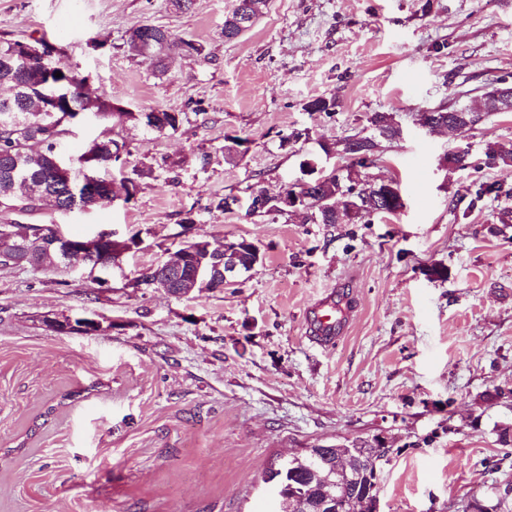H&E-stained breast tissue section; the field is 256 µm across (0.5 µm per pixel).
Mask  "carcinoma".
Returning a JSON list of instances; mask_svg holds the SVG:
<instances>
[{"instance_id": "obj_1", "label": "carcinoma", "mask_w": 512, "mask_h": 512, "mask_svg": "<svg viewBox=\"0 0 512 512\" xmlns=\"http://www.w3.org/2000/svg\"><path fill=\"white\" fill-rule=\"evenodd\" d=\"M269 0H235L231 12L224 19V40L232 42L250 30L266 13ZM248 17L249 23L241 27L238 17ZM127 38H138L148 45L150 56L156 58L160 66H165V52L168 47L179 42L191 55L202 56L205 46L199 42L183 39L168 28L142 24L126 32ZM61 76L52 77V81L66 85L70 90V99L74 107L95 112L105 126L98 139L101 161L98 168L105 171L110 165L120 161L126 151V144L112 138V127L131 124L145 127L150 112L154 117V128L150 132L158 135H171L180 131L186 113L165 108H150L134 111L119 101L106 98L91 100L83 92L85 77L72 66L58 63ZM40 91L32 86L17 90L11 103L0 100V226L10 225V231L21 237L31 226L20 224L14 214L15 206L27 203L28 213L32 214L44 206L59 212H68L73 205L69 184L74 182L76 174L66 176L55 166L53 159L57 155L56 147L65 138L66 125L54 121L50 115L39 108ZM309 112L333 114L336 112V98L318 97L305 105ZM372 136L366 140L362 153L366 157L352 156L347 141L323 143L320 145L325 157L336 154L350 156L346 166V175L336 171H326L314 158H304L299 163L302 174L306 175L311 187L305 189L293 184L290 189L306 196L300 212L304 222L311 224H334L336 218L329 215V206L336 203V197H344L348 212L343 214L344 223L349 224L359 218L373 216L386 218L398 213L402 194L398 183L390 181V198L381 202V208L375 213L362 211L365 199L361 192L355 191L351 171L354 167H367V158L376 156L382 140L392 141L401 136V129L395 117L389 112H375L367 119ZM450 169H464L471 165L469 153L451 151L443 158ZM483 164L487 166L512 167V148L499 142H489L484 148ZM101 191L98 196L89 195L80 198V208L102 207L110 204L111 198L104 192L107 180L98 178ZM245 215L248 217L278 212L281 205L263 195L260 182L249 187ZM234 244L241 250V263L244 266L259 263L260 252L255 243L246 238L237 239ZM0 268L28 266L34 270H58L64 266L63 259L56 248L48 247L32 237L29 250H18L14 241L0 237ZM264 482L280 487L281 501L298 502L306 512H324L321 508L326 497L337 494L348 503L361 504L368 498L369 480L366 470L347 474L336 473V449L332 447L314 448L302 456L283 461L278 466H270L265 472Z\"/></svg>"}]
</instances>
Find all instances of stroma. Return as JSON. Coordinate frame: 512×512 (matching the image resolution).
<instances>
[{
    "label": "stroma",
    "mask_w": 512,
    "mask_h": 512,
    "mask_svg": "<svg viewBox=\"0 0 512 512\" xmlns=\"http://www.w3.org/2000/svg\"><path fill=\"white\" fill-rule=\"evenodd\" d=\"M233 4L0 0V42L62 45L87 97L187 115L169 137L114 128L128 145L116 191L153 170L131 200L29 217L72 237L138 236L109 286L80 261L0 269V512H270L263 478L276 460L378 439L393 450L380 512H466L501 497L512 507V438H500L512 400L497 396L512 389V168L442 165L455 147L477 155L512 141V112L454 133L417 123L512 75V0H270L228 42ZM140 24L206 55L170 49L159 72L126 42ZM317 97L335 98V114L305 111ZM375 112L393 113L403 134L360 177L399 182L397 216L306 224L217 209L256 182L273 194L296 183L303 156L367 135ZM295 130L308 139L281 148ZM240 138L247 151L225 156ZM485 181L503 195L476 200ZM198 235L215 246L247 238L263 259L223 289L176 297L137 285ZM438 265L447 279L430 277ZM332 290L350 323L323 346L305 311ZM62 315L112 329L63 334L43 322Z\"/></svg>",
    "instance_id": "1"
}]
</instances>
